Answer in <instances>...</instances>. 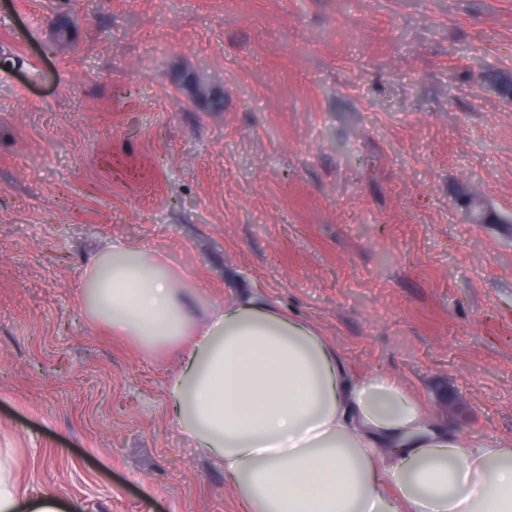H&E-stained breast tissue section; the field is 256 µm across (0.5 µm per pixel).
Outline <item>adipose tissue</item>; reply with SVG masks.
<instances>
[{
  "instance_id": "obj_1",
  "label": "adipose tissue",
  "mask_w": 512,
  "mask_h": 512,
  "mask_svg": "<svg viewBox=\"0 0 512 512\" xmlns=\"http://www.w3.org/2000/svg\"><path fill=\"white\" fill-rule=\"evenodd\" d=\"M186 270L143 246L93 257L81 302L113 334L171 348L172 422L219 456L243 512H512V448L449 434L387 377L365 382L308 322L243 291L201 321Z\"/></svg>"
}]
</instances>
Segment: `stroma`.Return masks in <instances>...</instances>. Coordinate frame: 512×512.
<instances>
[{"label":"stroma","instance_id":"1","mask_svg":"<svg viewBox=\"0 0 512 512\" xmlns=\"http://www.w3.org/2000/svg\"><path fill=\"white\" fill-rule=\"evenodd\" d=\"M0 53L19 63L0 69V448L20 503L241 512L170 421L176 353L76 295L111 243L205 284L195 319L256 288L361 379L512 446V0H0Z\"/></svg>","mask_w":512,"mask_h":512}]
</instances>
